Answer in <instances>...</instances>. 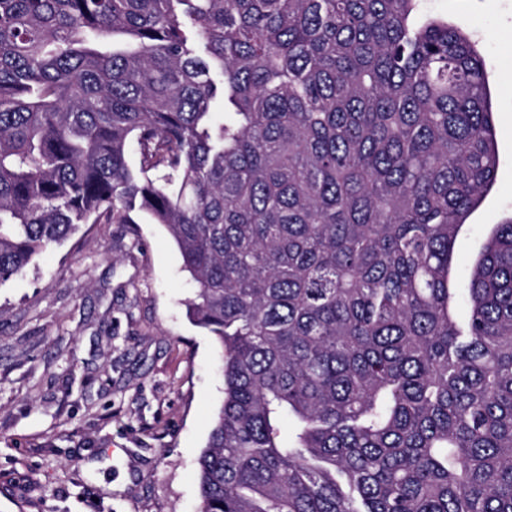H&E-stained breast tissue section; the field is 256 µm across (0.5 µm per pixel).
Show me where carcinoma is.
<instances>
[{"label": "carcinoma", "mask_w": 512, "mask_h": 512, "mask_svg": "<svg viewBox=\"0 0 512 512\" xmlns=\"http://www.w3.org/2000/svg\"><path fill=\"white\" fill-rule=\"evenodd\" d=\"M420 2L0 0V286L167 229L223 349L200 512H512V219L453 287L490 95Z\"/></svg>", "instance_id": "carcinoma-1"}]
</instances>
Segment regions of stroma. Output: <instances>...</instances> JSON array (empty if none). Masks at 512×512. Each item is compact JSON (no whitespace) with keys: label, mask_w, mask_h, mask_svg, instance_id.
I'll return each mask as SVG.
<instances>
[{"label":"stroma","mask_w":512,"mask_h":512,"mask_svg":"<svg viewBox=\"0 0 512 512\" xmlns=\"http://www.w3.org/2000/svg\"><path fill=\"white\" fill-rule=\"evenodd\" d=\"M484 61L496 177L454 246L464 280L512 217V0H423ZM167 230L87 224L0 286V512H199L224 399L218 342Z\"/></svg>","instance_id":"1"}]
</instances>
